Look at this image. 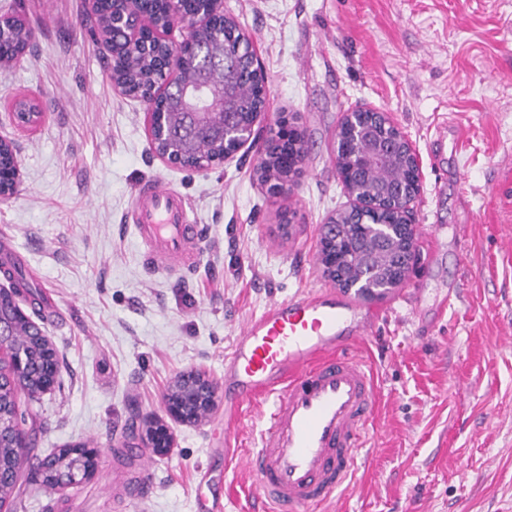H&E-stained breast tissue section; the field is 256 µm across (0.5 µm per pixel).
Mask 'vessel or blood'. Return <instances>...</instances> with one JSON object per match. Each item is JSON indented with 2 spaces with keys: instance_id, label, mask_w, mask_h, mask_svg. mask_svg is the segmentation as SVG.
<instances>
[{
  "instance_id": "1",
  "label": "vessel or blood",
  "mask_w": 512,
  "mask_h": 512,
  "mask_svg": "<svg viewBox=\"0 0 512 512\" xmlns=\"http://www.w3.org/2000/svg\"><path fill=\"white\" fill-rule=\"evenodd\" d=\"M149 263L185 258L201 228L178 192L154 180L135 194L128 212ZM355 301L330 290L268 305L249 320L224 358V455L236 452L234 425L266 399L260 443L242 464L257 479V497L271 512H312L329 500L361 461L377 387L356 352L369 333ZM119 455V493L142 494L148 458L135 441Z\"/></svg>"
}]
</instances>
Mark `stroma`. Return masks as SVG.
I'll list each match as a JSON object with an SVG mask.
<instances>
[{"mask_svg": "<svg viewBox=\"0 0 512 512\" xmlns=\"http://www.w3.org/2000/svg\"><path fill=\"white\" fill-rule=\"evenodd\" d=\"M33 37L0 68V135L22 183L0 202L33 277L30 315L60 355L58 387L37 412L46 459L99 452L77 488L31 494L25 512H261L254 476L225 461L224 412L169 423L150 453L151 488L114 504V448L142 416L163 417L183 370L224 382V355L272 301L331 288L318 263L321 226L348 205L333 157L344 113H387L420 155L415 259L403 282L360 313L358 352L378 400L367 463L319 512H512V0H224L267 78L263 127L295 122L301 173L271 194L258 150L208 170L168 166L151 148L142 102L117 94L85 0H0ZM35 97L42 120L19 127L10 106ZM185 199L203 229L192 268L144 260L126 220L139 184Z\"/></svg>", "mask_w": 512, "mask_h": 512, "instance_id": "35a3bbf8", "label": "stroma"}]
</instances>
